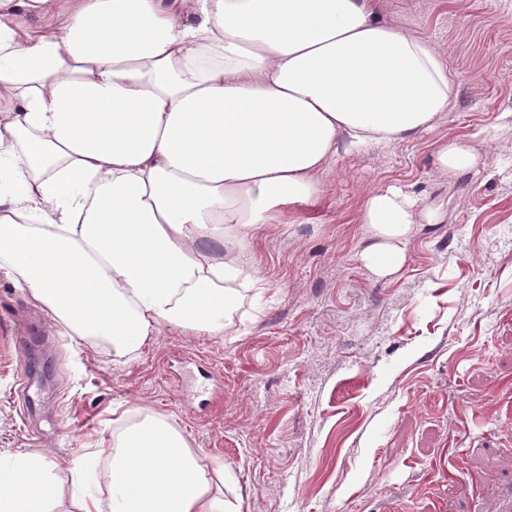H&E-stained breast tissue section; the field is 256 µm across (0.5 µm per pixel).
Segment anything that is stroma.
I'll list each match as a JSON object with an SVG mask.
<instances>
[{
	"instance_id": "35a3bbf8",
	"label": "stroma",
	"mask_w": 512,
	"mask_h": 512,
	"mask_svg": "<svg viewBox=\"0 0 512 512\" xmlns=\"http://www.w3.org/2000/svg\"><path fill=\"white\" fill-rule=\"evenodd\" d=\"M379 13L429 38L458 96L428 132L340 151L320 201L282 207L256 255L274 296L243 303L237 335L166 328L116 358L0 277V474L18 451L78 454L142 411L221 459L243 512H493L512 484V0ZM451 136L478 158L452 178L433 159ZM387 186L443 209L379 280L356 217Z\"/></svg>"
}]
</instances>
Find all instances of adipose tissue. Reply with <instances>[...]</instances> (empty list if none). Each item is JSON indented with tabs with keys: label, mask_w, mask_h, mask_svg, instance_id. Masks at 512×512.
<instances>
[{
	"label": "adipose tissue",
	"mask_w": 512,
	"mask_h": 512,
	"mask_svg": "<svg viewBox=\"0 0 512 512\" xmlns=\"http://www.w3.org/2000/svg\"><path fill=\"white\" fill-rule=\"evenodd\" d=\"M458 88L378 0H0V275L77 344L138 355L175 328L236 333L280 206L313 203L340 148L432 129ZM368 195L358 255L387 278L419 217ZM82 457L13 455L0 512H242L224 464L140 413ZM65 472L68 484L58 483Z\"/></svg>",
	"instance_id": "adipose-tissue-1"
}]
</instances>
